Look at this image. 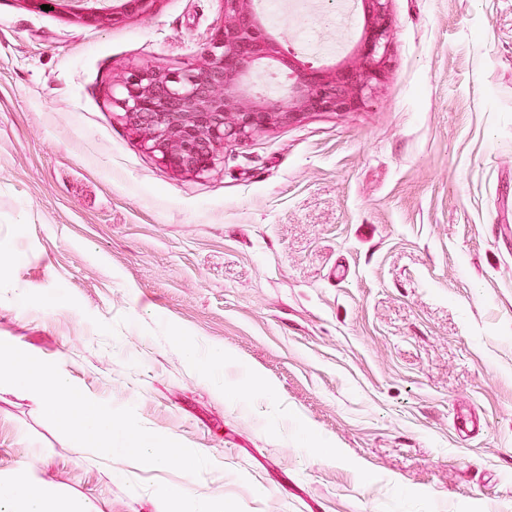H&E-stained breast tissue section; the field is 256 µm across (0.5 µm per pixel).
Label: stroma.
<instances>
[{
  "label": "stroma",
  "mask_w": 512,
  "mask_h": 512,
  "mask_svg": "<svg viewBox=\"0 0 512 512\" xmlns=\"http://www.w3.org/2000/svg\"><path fill=\"white\" fill-rule=\"evenodd\" d=\"M367 105L149 152L115 93L195 67L224 0L95 18L0 0V341L206 456L243 512H512V0H389ZM338 45L361 25L269 28ZM223 346L221 374L177 342ZM260 382H251L249 371ZM100 512H163L182 472L88 449L0 388V476Z\"/></svg>",
  "instance_id": "stroma-1"
}]
</instances>
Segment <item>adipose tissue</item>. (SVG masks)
<instances>
[{
  "label": "adipose tissue",
  "mask_w": 512,
  "mask_h": 512,
  "mask_svg": "<svg viewBox=\"0 0 512 512\" xmlns=\"http://www.w3.org/2000/svg\"><path fill=\"white\" fill-rule=\"evenodd\" d=\"M0 512H97L93 504L38 486L34 470L20 463L14 474L0 481Z\"/></svg>",
  "instance_id": "obj_1"
}]
</instances>
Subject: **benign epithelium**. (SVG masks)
<instances>
[{"label":"benign epithelium","instance_id":"obj_1","mask_svg":"<svg viewBox=\"0 0 512 512\" xmlns=\"http://www.w3.org/2000/svg\"><path fill=\"white\" fill-rule=\"evenodd\" d=\"M251 0H224V23L196 68L177 72L136 69L123 77L116 102L128 124L145 136L165 166L204 173L227 143L244 142L272 126L311 112L362 108L384 74L390 38L388 0H362L365 26L358 63L318 71L266 37ZM276 58L296 80L278 99L247 92L253 66Z\"/></svg>","mask_w":512,"mask_h":512}]
</instances>
